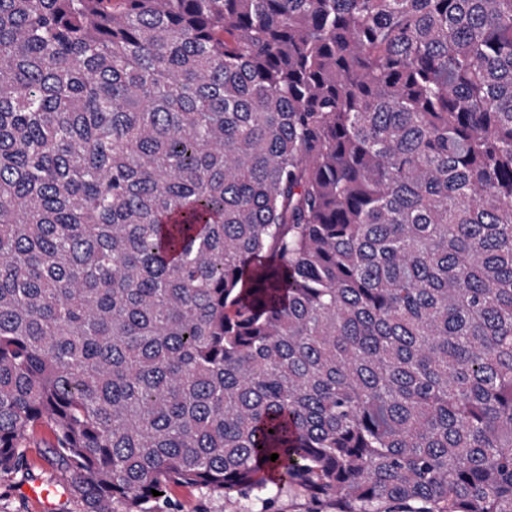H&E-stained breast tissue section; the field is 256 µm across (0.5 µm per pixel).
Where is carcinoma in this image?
<instances>
[{"label":"carcinoma","mask_w":512,"mask_h":512,"mask_svg":"<svg viewBox=\"0 0 512 512\" xmlns=\"http://www.w3.org/2000/svg\"><path fill=\"white\" fill-rule=\"evenodd\" d=\"M37 424L82 512H512V0H0V478ZM169 497L175 512H336L333 502L315 500L300 485L288 487L278 495L256 493L236 499L177 486Z\"/></svg>","instance_id":"cac0c4a2"}]
</instances>
